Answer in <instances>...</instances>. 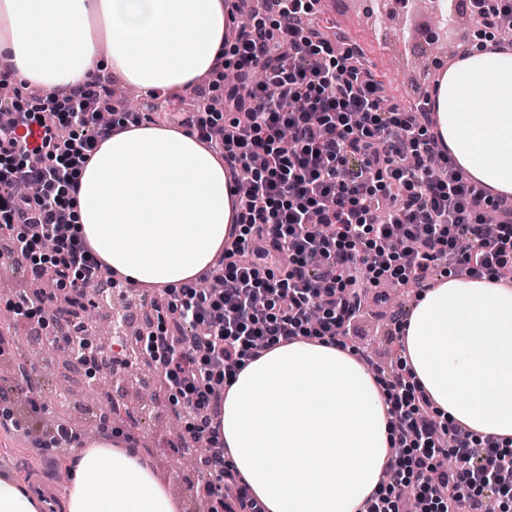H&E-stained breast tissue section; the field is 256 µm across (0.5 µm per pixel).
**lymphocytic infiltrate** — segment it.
Here are the masks:
<instances>
[{"instance_id":"1","label":"lymphocytic infiltrate","mask_w":512,"mask_h":512,"mask_svg":"<svg viewBox=\"0 0 512 512\" xmlns=\"http://www.w3.org/2000/svg\"><path fill=\"white\" fill-rule=\"evenodd\" d=\"M274 23L253 16L235 36L234 83L224 87L228 118L168 113L223 159L230 179L249 170L238 195L237 229L200 285L163 289L165 307L142 342L191 439L205 443V490L224 512H265L213 424L224 389L246 361L297 340L346 345L365 307V290L395 281L421 291L440 277L512 285V198L491 194L457 167L433 132L426 106L406 112L360 53L336 51L325 26L305 24L318 0H269ZM512 0H474L480 48L503 49L495 34ZM107 88L77 87L67 111L48 92L19 104L0 129V236L30 277L57 288L98 283L100 260L77 235L63 194L111 126L97 114ZM41 129L39 143L29 134ZM51 257H37L43 239ZM392 451L388 476L360 512H402L412 488L421 512H487L488 498L512 503V448L474 438L442 418L403 373L382 379Z\"/></svg>"}]
</instances>
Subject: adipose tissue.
Returning a JSON list of instances; mask_svg holds the SVG:
<instances>
[{"mask_svg":"<svg viewBox=\"0 0 512 512\" xmlns=\"http://www.w3.org/2000/svg\"><path fill=\"white\" fill-rule=\"evenodd\" d=\"M224 0H0V79L70 97L99 70L146 95L196 87L224 58ZM435 132L474 182L512 194V51L470 55L439 78ZM76 229L131 283L194 281L236 222L223 164L196 136L142 124L75 172ZM402 359L435 408L512 440V289L448 278L421 293ZM231 461L266 512H358L391 447L386 396L351 350L299 341L249 361L217 417ZM64 512H177L136 449L84 439Z\"/></svg>","mask_w":512,"mask_h":512,"instance_id":"adipose-tissue-1","label":"adipose tissue"}]
</instances>
